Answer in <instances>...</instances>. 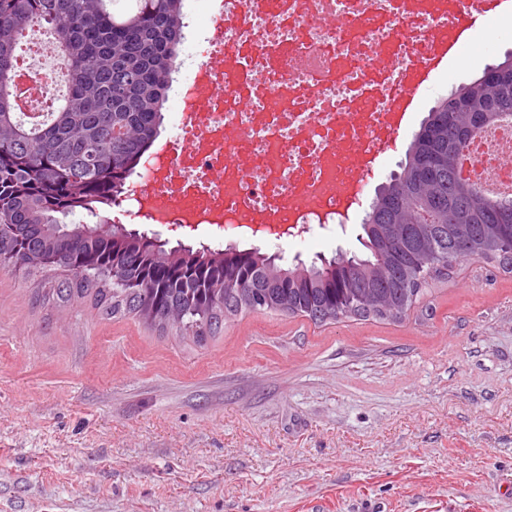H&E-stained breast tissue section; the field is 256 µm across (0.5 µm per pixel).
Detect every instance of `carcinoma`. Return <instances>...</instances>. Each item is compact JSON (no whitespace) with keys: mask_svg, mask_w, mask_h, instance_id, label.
Returning a JSON list of instances; mask_svg holds the SVG:
<instances>
[{"mask_svg":"<svg viewBox=\"0 0 512 512\" xmlns=\"http://www.w3.org/2000/svg\"><path fill=\"white\" fill-rule=\"evenodd\" d=\"M183 0H0V257L18 270L66 272L37 298L88 302L200 345L246 313L316 322L401 320L432 280L479 257L512 272V195L491 198L461 177L479 133L512 117V61L453 87L414 134L401 171L362 219L365 252L317 264L256 248L168 242L109 224L99 206L159 136L183 42ZM57 27L69 90L29 126L9 82L34 23Z\"/></svg>","mask_w":512,"mask_h":512,"instance_id":"obj_1","label":"carcinoma"}]
</instances>
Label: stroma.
I'll list each match as a JSON object with an SVG mask.
<instances>
[{
  "instance_id": "stroma-1",
  "label": "stroma",
  "mask_w": 512,
  "mask_h": 512,
  "mask_svg": "<svg viewBox=\"0 0 512 512\" xmlns=\"http://www.w3.org/2000/svg\"><path fill=\"white\" fill-rule=\"evenodd\" d=\"M214 10L187 0L181 78ZM462 36L469 52L422 85L371 188L458 71L512 54V5L487 0ZM104 213L217 244L207 228ZM361 234L239 245L310 262L359 251ZM45 282L0 267V512H512V274L483 259L457 263L398 321L248 313L202 346L37 303Z\"/></svg>"
}]
</instances>
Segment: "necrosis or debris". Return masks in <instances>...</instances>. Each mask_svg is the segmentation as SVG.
I'll use <instances>...</instances> for the list:
<instances>
[{"label":"necrosis or debris","mask_w":512,"mask_h":512,"mask_svg":"<svg viewBox=\"0 0 512 512\" xmlns=\"http://www.w3.org/2000/svg\"><path fill=\"white\" fill-rule=\"evenodd\" d=\"M457 0H223L192 81L170 87L181 112L123 197L127 216L206 224L242 237L349 224L369 175L398 138L414 76L461 32ZM46 24L25 36L12 73L24 118L52 112L65 81ZM466 179L512 191V126L472 140Z\"/></svg>","instance_id":"obj_1"}]
</instances>
